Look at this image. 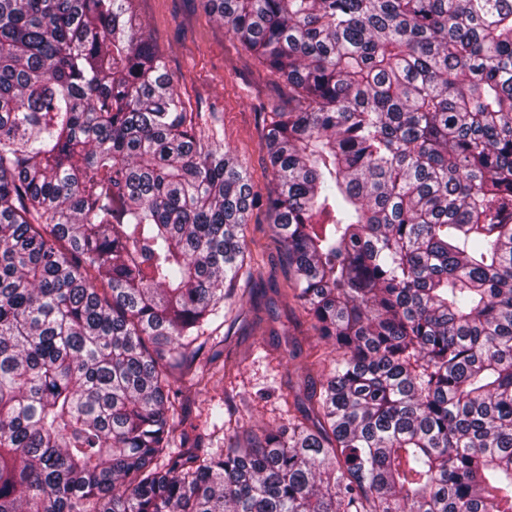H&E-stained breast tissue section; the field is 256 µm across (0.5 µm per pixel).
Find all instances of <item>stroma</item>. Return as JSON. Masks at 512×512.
Segmentation results:
<instances>
[{"label": "stroma", "mask_w": 512, "mask_h": 512, "mask_svg": "<svg viewBox=\"0 0 512 512\" xmlns=\"http://www.w3.org/2000/svg\"><path fill=\"white\" fill-rule=\"evenodd\" d=\"M133 11L188 111L202 113L259 195L244 227L253 276L240 279L238 300L207 336V352L223 355L210 370L224 418L201 433L205 447L226 448L244 431L258 433L301 415L313 383L335 357L295 302L288 259L271 229L264 134L271 109H287L288 89L229 38L205 0H133ZM225 362L232 366L227 375Z\"/></svg>", "instance_id": "35a3bbf8"}]
</instances>
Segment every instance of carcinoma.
<instances>
[{
  "label": "carcinoma",
  "instance_id": "1",
  "mask_svg": "<svg viewBox=\"0 0 512 512\" xmlns=\"http://www.w3.org/2000/svg\"><path fill=\"white\" fill-rule=\"evenodd\" d=\"M131 4L0 0V512H512V0H207L335 368L185 457L255 192ZM177 387L180 391L179 401L183 403L185 415L187 416L186 426L188 427V423L190 421L198 423L200 419L204 418L205 412L203 409L206 407V404H202L201 401L205 397L203 395H199L195 388L190 387L188 383H178L175 388ZM200 414L202 416L201 418H198Z\"/></svg>",
  "mask_w": 512,
  "mask_h": 512
}]
</instances>
